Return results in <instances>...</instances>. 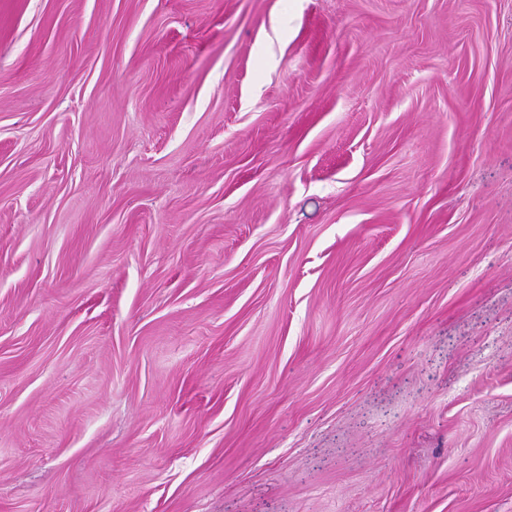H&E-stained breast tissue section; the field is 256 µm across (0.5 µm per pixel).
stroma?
<instances>
[{
	"mask_svg": "<svg viewBox=\"0 0 512 512\" xmlns=\"http://www.w3.org/2000/svg\"><path fill=\"white\" fill-rule=\"evenodd\" d=\"M0 512H512V0H0Z\"/></svg>",
	"mask_w": 512,
	"mask_h": 512,
	"instance_id": "35a3bbf8",
	"label": "stroma"
}]
</instances>
